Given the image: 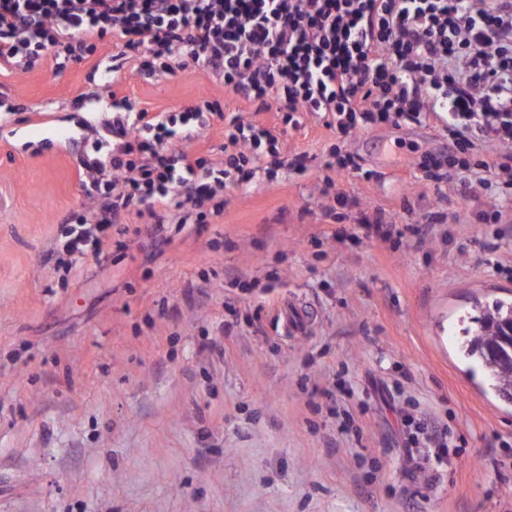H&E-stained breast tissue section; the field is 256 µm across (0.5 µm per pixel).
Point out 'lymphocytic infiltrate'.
I'll return each mask as SVG.
<instances>
[{
  "label": "lymphocytic infiltrate",
  "mask_w": 512,
  "mask_h": 512,
  "mask_svg": "<svg viewBox=\"0 0 512 512\" xmlns=\"http://www.w3.org/2000/svg\"><path fill=\"white\" fill-rule=\"evenodd\" d=\"M112 38L146 74L200 67L257 110L298 127L315 115L341 140L372 126L435 116L460 153L495 147L485 172L512 179V0H0V71H63ZM202 100L179 113L112 102V150L84 157L89 209L64 217L57 250L76 261L110 231L146 218L205 224L224 194L257 169L275 176L283 132L234 116L224 164L171 149L178 126L220 112Z\"/></svg>",
  "instance_id": "f902f5d3"
}]
</instances>
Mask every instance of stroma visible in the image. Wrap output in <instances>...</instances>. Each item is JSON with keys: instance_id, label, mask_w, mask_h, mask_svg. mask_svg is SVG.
I'll list each match as a JSON object with an SVG mask.
<instances>
[{"instance_id": "obj_1", "label": "stroma", "mask_w": 512, "mask_h": 512, "mask_svg": "<svg viewBox=\"0 0 512 512\" xmlns=\"http://www.w3.org/2000/svg\"><path fill=\"white\" fill-rule=\"evenodd\" d=\"M115 51L0 75V512H512V403L459 352L474 300L512 301V221L477 220L512 187H434L424 161L455 154L435 120L342 144L307 117L287 167L211 224L114 233L64 272L58 220L88 205L79 159L113 96L219 101L178 142L216 164L225 116L283 125L201 68L147 78L130 59L104 82ZM339 147L354 167L329 187ZM377 209L389 238L363 224Z\"/></svg>"}]
</instances>
